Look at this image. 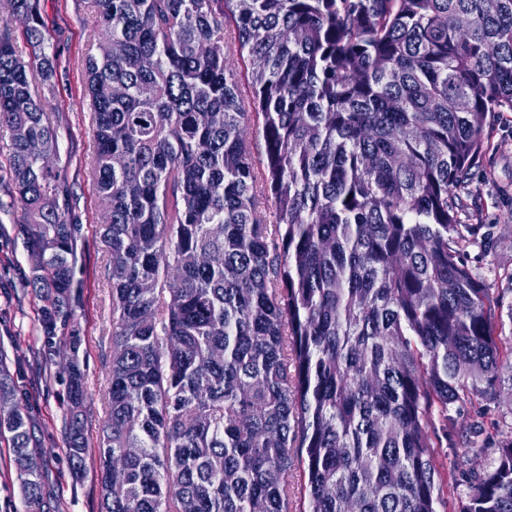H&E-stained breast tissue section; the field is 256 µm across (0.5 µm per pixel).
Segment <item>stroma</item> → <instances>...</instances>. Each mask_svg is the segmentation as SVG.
I'll use <instances>...</instances> for the list:
<instances>
[{"instance_id":"stroma-1","label":"stroma","mask_w":512,"mask_h":512,"mask_svg":"<svg viewBox=\"0 0 512 512\" xmlns=\"http://www.w3.org/2000/svg\"><path fill=\"white\" fill-rule=\"evenodd\" d=\"M48 51L57 59L54 91L46 117L58 134L54 168L71 196L68 219L76 224L81 284L74 321L58 325L46 337L40 324L43 303L29 284L28 255L19 226L23 211L6 178L9 135L0 132V347L11 360L16 397L29 409L36 453L44 461L43 512H100L98 443L107 419V372L112 355V301L108 254L97 233L99 199L88 164L94 153L91 112L84 97L83 57L100 30L80 0H40ZM482 158L468 173L467 209L470 245L462 259L480 274L493 295L512 304V112L491 114ZM80 338L79 361L86 391L85 435L90 449L82 479L71 475L66 455L64 410L68 402L62 352L71 334ZM455 428L448 446L462 445L474 423L493 430L500 415L494 405L471 400L450 411ZM0 512H26L11 448L0 441Z\"/></svg>"}]
</instances>
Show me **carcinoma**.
<instances>
[{
    "mask_svg": "<svg viewBox=\"0 0 512 512\" xmlns=\"http://www.w3.org/2000/svg\"><path fill=\"white\" fill-rule=\"evenodd\" d=\"M51 91L38 0H7ZM84 65L110 200L112 360L101 512H436L449 406L508 432L459 512H512V335L462 263L468 171L512 112V0H84ZM247 63L241 83L224 23ZM44 96L0 28V128L30 283L50 336L75 303L68 194ZM263 140L257 153L252 136ZM266 189L275 223L255 214ZM66 451L82 474L84 373L67 365ZM30 512L42 459L0 349V439Z\"/></svg>",
    "mask_w": 512,
    "mask_h": 512,
    "instance_id": "carcinoma-1",
    "label": "carcinoma"
}]
</instances>
